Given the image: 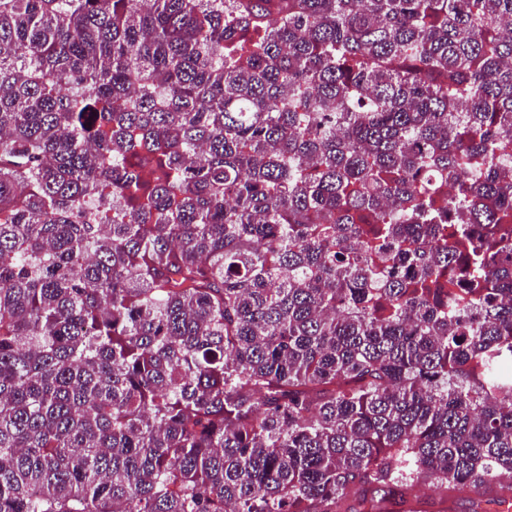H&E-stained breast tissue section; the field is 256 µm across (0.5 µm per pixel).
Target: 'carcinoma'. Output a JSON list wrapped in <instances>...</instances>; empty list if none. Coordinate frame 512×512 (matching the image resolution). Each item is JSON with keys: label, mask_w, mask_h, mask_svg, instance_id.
I'll list each match as a JSON object with an SVG mask.
<instances>
[{"label": "carcinoma", "mask_w": 512, "mask_h": 512, "mask_svg": "<svg viewBox=\"0 0 512 512\" xmlns=\"http://www.w3.org/2000/svg\"><path fill=\"white\" fill-rule=\"evenodd\" d=\"M512 0H0V512H512ZM490 495L491 492L483 487H468L446 498L442 491L432 484H423L409 490L404 502L395 497L391 503H386L383 507L392 512H408L409 508L414 512H471L474 501L486 500Z\"/></svg>", "instance_id": "carcinoma-1"}]
</instances>
